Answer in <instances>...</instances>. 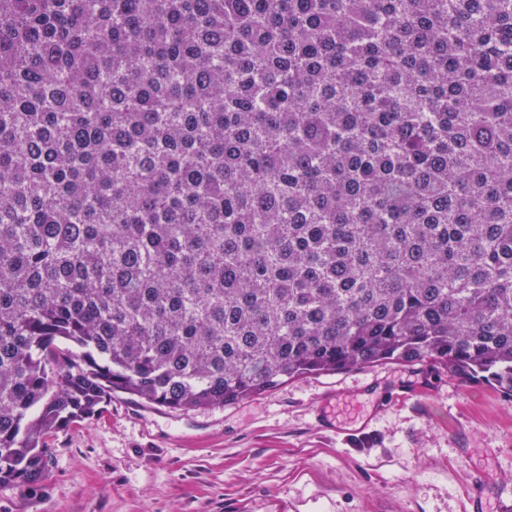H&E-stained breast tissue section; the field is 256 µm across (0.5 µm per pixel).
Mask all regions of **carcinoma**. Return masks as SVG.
<instances>
[{
    "label": "carcinoma",
    "instance_id": "cac0c4a2",
    "mask_svg": "<svg viewBox=\"0 0 512 512\" xmlns=\"http://www.w3.org/2000/svg\"><path fill=\"white\" fill-rule=\"evenodd\" d=\"M386 362L512 399V0H0V484Z\"/></svg>",
    "mask_w": 512,
    "mask_h": 512
}]
</instances>
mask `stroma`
<instances>
[{"instance_id": "1", "label": "stroma", "mask_w": 512, "mask_h": 512, "mask_svg": "<svg viewBox=\"0 0 512 512\" xmlns=\"http://www.w3.org/2000/svg\"><path fill=\"white\" fill-rule=\"evenodd\" d=\"M332 392L364 409L366 431L320 426ZM47 443L45 477L0 484V512H512V399L425 363L188 412L116 393Z\"/></svg>"}]
</instances>
